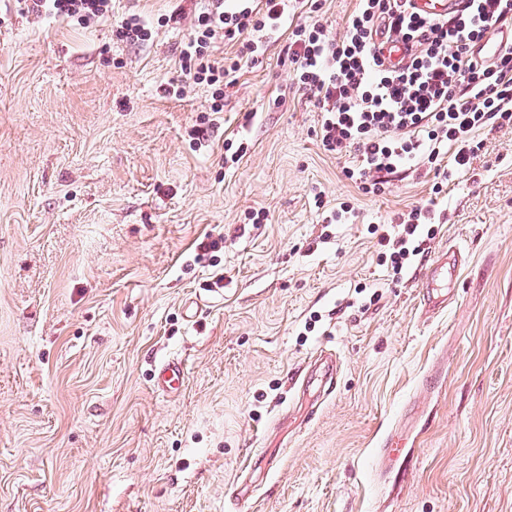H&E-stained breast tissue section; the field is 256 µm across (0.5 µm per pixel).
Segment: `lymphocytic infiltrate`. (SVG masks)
I'll return each mask as SVG.
<instances>
[{
  "label": "lymphocytic infiltrate",
  "instance_id": "obj_1",
  "mask_svg": "<svg viewBox=\"0 0 512 512\" xmlns=\"http://www.w3.org/2000/svg\"><path fill=\"white\" fill-rule=\"evenodd\" d=\"M27 10L87 26L111 13L112 0H29ZM318 11V0H205L180 67L212 88L210 109L222 111L224 85L241 62L213 59L214 45L243 44L255 63L267 36L293 21L287 55L320 114L316 136L336 157L355 155L342 173L365 195L384 193L389 175L422 169L439 175L432 191L441 193L482 149V130L512 124V47L492 61L473 54L477 41L512 29V0H458L442 17L414 13L410 0H356L340 36ZM388 41L408 48L397 63L384 57ZM439 217L430 200L395 214L393 228L370 225L379 264L401 275L421 253L420 226Z\"/></svg>",
  "mask_w": 512,
  "mask_h": 512
}]
</instances>
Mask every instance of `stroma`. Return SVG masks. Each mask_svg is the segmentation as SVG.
Returning <instances> with one entry per match:
<instances>
[{"label":"stroma","instance_id":"obj_1","mask_svg":"<svg viewBox=\"0 0 512 512\" xmlns=\"http://www.w3.org/2000/svg\"><path fill=\"white\" fill-rule=\"evenodd\" d=\"M178 7L147 44L115 35ZM201 7L112 0L82 27L0 0V512H241L237 483L249 512H512V126L484 133L391 278L367 227L431 178L391 175L379 196L344 180L285 27L222 111L203 84L169 94ZM318 192L354 223H323ZM451 245L468 259L429 319L418 274ZM321 347L335 391L293 388ZM171 357L186 377L167 396L152 375ZM408 418L409 453L379 467ZM256 452L268 469L248 470Z\"/></svg>","mask_w":512,"mask_h":512}]
</instances>
